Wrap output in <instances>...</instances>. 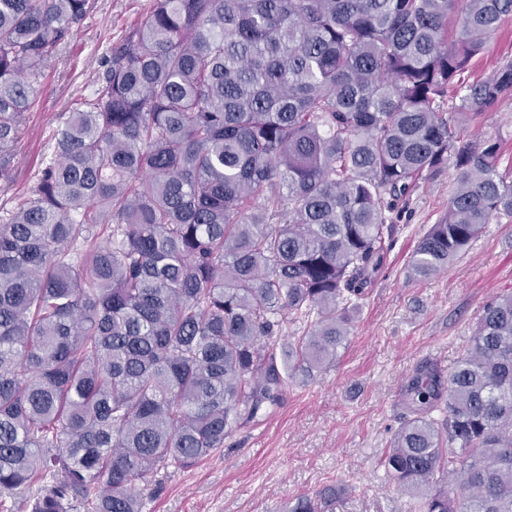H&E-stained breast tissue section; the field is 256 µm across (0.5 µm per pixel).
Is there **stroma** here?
<instances>
[{"label":"stroma","instance_id":"stroma-1","mask_svg":"<svg viewBox=\"0 0 512 512\" xmlns=\"http://www.w3.org/2000/svg\"><path fill=\"white\" fill-rule=\"evenodd\" d=\"M149 3L98 0L59 58L42 70L13 148L16 179L0 184V209L30 192L64 112L91 95L102 58ZM505 59H512V20L471 60L466 80L488 76ZM466 131L477 140L500 141V166H512V100ZM454 188L450 166L416 191L335 363L314 378L288 381L279 405L207 458L160 472L142 493V512H288L298 495L325 490L335 494L328 512H414V496L379 465L393 434L411 416L406 385L425 360L450 371L469 345L484 304L512 290V220L489 225L433 277L409 276L417 242L444 216Z\"/></svg>","mask_w":512,"mask_h":512}]
</instances>
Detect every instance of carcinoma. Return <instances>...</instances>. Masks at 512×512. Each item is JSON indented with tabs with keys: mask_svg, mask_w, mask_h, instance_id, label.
Masks as SVG:
<instances>
[{
	"mask_svg": "<svg viewBox=\"0 0 512 512\" xmlns=\"http://www.w3.org/2000/svg\"><path fill=\"white\" fill-rule=\"evenodd\" d=\"M95 3L0 0V183L34 80ZM510 18L512 0H151L0 215V493L50 474L33 512H142L160 471L336 361L448 161L414 277L512 218L499 143L464 135L512 99V61L462 77ZM286 318L304 330L279 343ZM408 392L385 473L420 512H512V291Z\"/></svg>",
	"mask_w": 512,
	"mask_h": 512,
	"instance_id": "cac0c4a2",
	"label": "carcinoma"
}]
</instances>
